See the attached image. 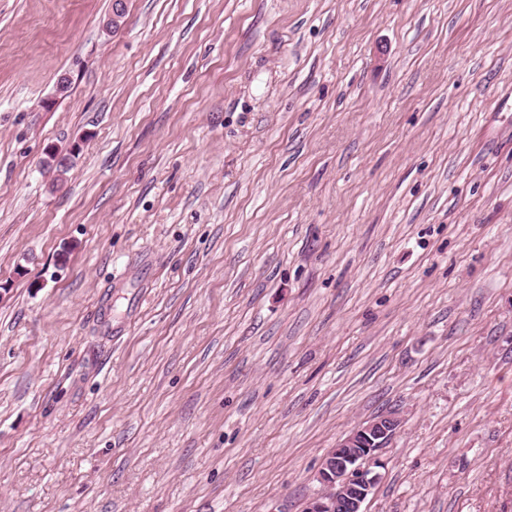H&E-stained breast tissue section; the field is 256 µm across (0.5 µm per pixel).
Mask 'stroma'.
<instances>
[{"mask_svg":"<svg viewBox=\"0 0 512 512\" xmlns=\"http://www.w3.org/2000/svg\"><path fill=\"white\" fill-rule=\"evenodd\" d=\"M111 14L0 0V512H302L389 411L364 512H512V0Z\"/></svg>","mask_w":512,"mask_h":512,"instance_id":"35a3bbf8","label":"stroma"}]
</instances>
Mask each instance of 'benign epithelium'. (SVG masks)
Wrapping results in <instances>:
<instances>
[{"instance_id":"benign-epithelium-1","label":"benign epithelium","mask_w":512,"mask_h":512,"mask_svg":"<svg viewBox=\"0 0 512 512\" xmlns=\"http://www.w3.org/2000/svg\"><path fill=\"white\" fill-rule=\"evenodd\" d=\"M126 0H112V32L126 22ZM401 425L397 412L390 411L360 425L339 441L324 458L318 472L323 491L306 502L303 512H363L372 494L381 466L378 451Z\"/></svg>"}]
</instances>
